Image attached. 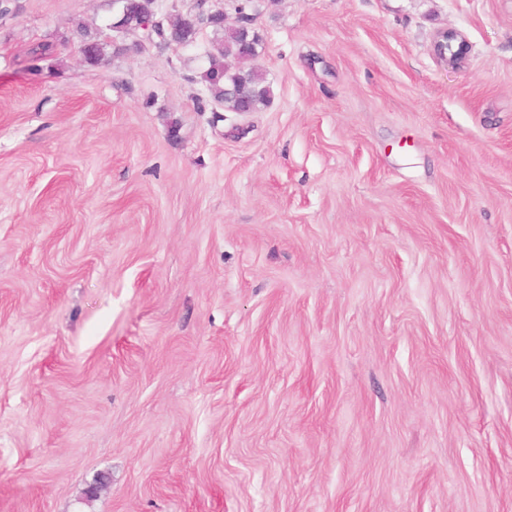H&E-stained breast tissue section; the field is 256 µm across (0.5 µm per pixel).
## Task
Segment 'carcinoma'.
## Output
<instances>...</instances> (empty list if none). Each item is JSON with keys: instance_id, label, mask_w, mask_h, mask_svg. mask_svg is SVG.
<instances>
[{"instance_id": "1", "label": "carcinoma", "mask_w": 512, "mask_h": 512, "mask_svg": "<svg viewBox=\"0 0 512 512\" xmlns=\"http://www.w3.org/2000/svg\"><path fill=\"white\" fill-rule=\"evenodd\" d=\"M123 13L137 23L148 22L154 25L156 34L167 44L189 45L194 42L196 29L187 23L185 17L178 16L168 26L156 21L153 9L154 0H116ZM215 39L208 54L209 67L202 73L201 79L208 85L213 98L224 105V111L237 112L241 100L249 102L250 111L256 112L269 105L272 89L265 75L245 62L258 54L262 39L251 29L219 27L214 29ZM84 37L82 52L91 65L103 60L101 44L89 37L87 30H80Z\"/></svg>"}]
</instances>
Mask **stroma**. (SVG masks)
Here are the masks:
<instances>
[{
	"label": "stroma",
	"mask_w": 512,
	"mask_h": 512,
	"mask_svg": "<svg viewBox=\"0 0 512 512\" xmlns=\"http://www.w3.org/2000/svg\"><path fill=\"white\" fill-rule=\"evenodd\" d=\"M12 6L0 512H512V0H208L245 114L211 29ZM240 26L250 28L246 22ZM240 26L213 29L216 37L208 54L209 67L200 77L225 111L239 112L241 100L247 99L250 111L256 112L270 104L272 89L261 71L244 65L258 54L262 39L257 32ZM246 41L253 44L246 47ZM250 111L244 105L241 113ZM448 44L450 45V47H452V50L450 52L447 50ZM438 45H440L439 48H437ZM445 45L447 47H445ZM459 46H461L464 49V53L461 56H459L456 53ZM434 50L436 55L440 59L446 61L449 60V62L453 64H458L463 61L460 59V57H462L465 54V51H467L468 53L469 46L467 41L463 37H461L457 32L447 31L446 33H444L442 37L439 36V39L435 42Z\"/></svg>",
	"instance_id": "obj_1"
}]
</instances>
